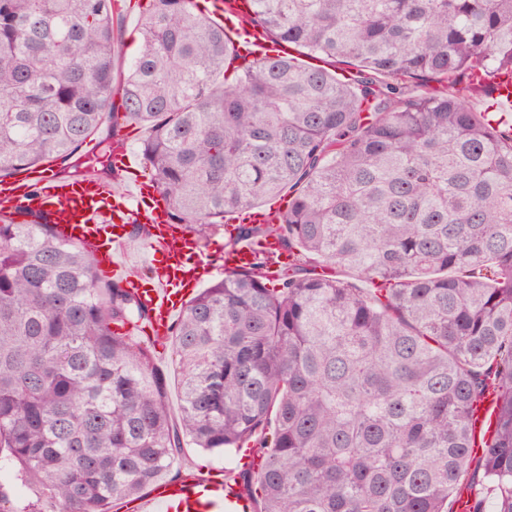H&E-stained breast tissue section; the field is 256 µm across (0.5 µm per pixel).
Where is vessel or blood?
<instances>
[{
    "mask_svg": "<svg viewBox=\"0 0 512 512\" xmlns=\"http://www.w3.org/2000/svg\"><path fill=\"white\" fill-rule=\"evenodd\" d=\"M247 8V0H213L212 13L241 52L275 56V48L258 33L236 25ZM23 209L44 213L63 239L92 250L100 269L114 279L130 277L129 267L117 260L126 227L149 225L151 235L144 242L150 257L147 279L136 294L150 311L148 326L156 336L167 334L195 287L220 267H245L253 258L245 244L202 246L182 225L170 223L159 193H148L136 183L115 188L96 178L66 181L39 165L0 179V213L15 218ZM151 502L176 503L179 512H244L247 506L236 486L204 478L159 484Z\"/></svg>",
    "mask_w": 512,
    "mask_h": 512,
    "instance_id": "vessel-or-blood-1",
    "label": "vessel or blood"
}]
</instances>
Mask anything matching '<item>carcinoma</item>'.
I'll return each instance as SVG.
<instances>
[{"instance_id":"carcinoma-1","label":"carcinoma","mask_w":512,"mask_h":512,"mask_svg":"<svg viewBox=\"0 0 512 512\" xmlns=\"http://www.w3.org/2000/svg\"><path fill=\"white\" fill-rule=\"evenodd\" d=\"M121 2L0 0V177L53 162L116 184L139 124L171 222L199 238L288 191L232 242L273 236L289 261L270 277L257 250L157 343L124 333L148 311L91 250L41 213L0 217V471L57 512H112L187 446L249 448L258 470H224L252 512H448L464 489L485 512L473 468L512 512V123L468 104L512 78V0H252L247 27L321 66L242 56L194 0H149L125 73ZM130 132V143L133 145V149L131 148L128 141L125 140V142L120 145L118 148H116L112 155V161L114 168L117 173H119L123 178V173L128 172L130 169H133L136 165H138L135 153L140 157V165H141V171L142 174L150 181L149 172L146 170L144 166V162L142 160L140 148L142 145L143 140L146 137V131L145 129L139 127V126H128L123 129V133ZM135 152V153H134ZM124 179V178H123ZM161 351V350H160ZM157 364L168 376L167 405L170 411L172 423L175 425L179 414V396L177 389V374L175 363L170 353H161L157 356Z\"/></svg>"}]
</instances>
